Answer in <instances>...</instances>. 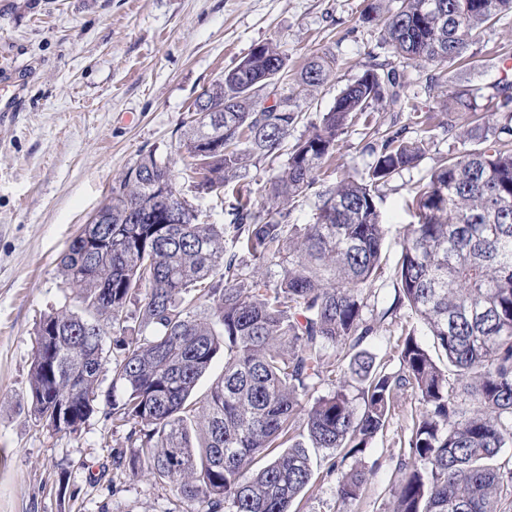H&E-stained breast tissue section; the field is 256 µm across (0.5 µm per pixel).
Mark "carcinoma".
<instances>
[{"label": "carcinoma", "instance_id": "cac0c4a2", "mask_svg": "<svg viewBox=\"0 0 512 512\" xmlns=\"http://www.w3.org/2000/svg\"><path fill=\"white\" fill-rule=\"evenodd\" d=\"M394 2L385 11L370 0L362 22L377 26L403 62L450 69L512 13V0ZM287 60L280 44L261 43L195 99L180 145L197 188L222 190L253 160L279 152L299 113L287 94L266 105L264 90ZM335 67L326 54L312 56L295 77L298 94L313 95ZM481 98V88L448 80L447 103L475 112ZM495 99L502 122L448 154L414 190L417 223L399 234L397 303L432 343L409 330L397 345L399 372L351 350L376 331L363 310L389 232L380 188L420 162L425 138L385 136L367 179L343 178L319 194L312 224L239 205L242 255L227 252L224 225L199 222L170 163L149 152L111 187L100 208L107 223L82 225L62 253L78 310L40 322L31 416L74 434L103 412L128 429L132 451L118 463L202 512H289L311 481L312 452L322 451L326 475L336 476V512H347L373 474L358 456L404 410L409 392L417 406L407 413L387 512H503L512 504V468L497 463L512 446L511 79L499 80ZM378 105L416 112L386 63L343 88L294 146L268 187L273 203L312 188L349 124L362 118L379 134ZM203 132L216 144L199 155ZM247 258L277 267L276 282L243 276ZM110 334L114 356L105 349ZM218 356L224 372L199 397ZM354 383L359 407L349 395ZM324 384L331 392L316 395ZM348 458L355 463L346 469Z\"/></svg>", "mask_w": 512, "mask_h": 512}]
</instances>
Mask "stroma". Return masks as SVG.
Wrapping results in <instances>:
<instances>
[{
	"label": "stroma",
	"mask_w": 512,
	"mask_h": 512,
	"mask_svg": "<svg viewBox=\"0 0 512 512\" xmlns=\"http://www.w3.org/2000/svg\"><path fill=\"white\" fill-rule=\"evenodd\" d=\"M364 7V0H0V70L19 90L15 112L0 123V512H198L169 486L130 477L115 463V453L130 451L127 431L104 415L71 435L31 419L39 323L75 306L59 258L141 155L183 168L179 140L195 98L253 45L272 40L287 53L292 74L312 55L333 56L328 82L313 99H295L299 120L276 157L249 165L218 194L179 184L205 222L230 224L241 192L255 208L266 206L265 185L340 90L393 58L376 28L362 23ZM492 56L512 67V14L470 48L466 66L396 64L405 95L429 117V141L420 163L383 187L378 202L391 232L364 315L380 328L361 348L391 373L400 368L401 330L413 323L408 310L389 311L398 233L415 220V186L455 146L449 126L462 123L439 99L452 82L494 95L501 71L484 65ZM379 145L361 122L351 123L322 182L366 178ZM407 426L406 414L396 413L370 443L362 461L374 472L348 512H385L392 450ZM291 512H336L334 480L324 467L315 468Z\"/></svg>",
	"instance_id": "1"
}]
</instances>
